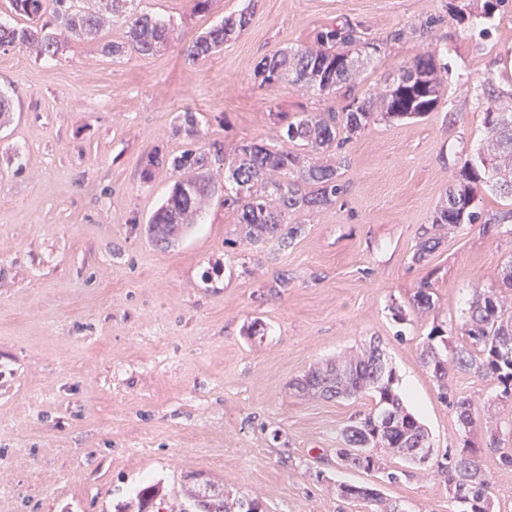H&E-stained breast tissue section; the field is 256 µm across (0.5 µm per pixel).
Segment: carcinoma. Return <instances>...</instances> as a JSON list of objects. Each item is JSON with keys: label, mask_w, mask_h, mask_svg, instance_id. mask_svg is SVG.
I'll use <instances>...</instances> for the list:
<instances>
[{"label": "carcinoma", "mask_w": 512, "mask_h": 512, "mask_svg": "<svg viewBox=\"0 0 512 512\" xmlns=\"http://www.w3.org/2000/svg\"><path fill=\"white\" fill-rule=\"evenodd\" d=\"M105 11L122 18L128 25L127 41L104 46L114 57L128 53L151 56L174 40V30L155 16L133 8L136 0H104ZM10 12L18 18L11 25L0 24V48L34 45L39 52L55 55L61 43L59 33L77 39H93L103 27L100 14L81 5V0H8ZM252 13L243 10L229 15L208 31L195 37L184 49L193 64L224 49L237 32L244 29ZM318 47H298L275 53L256 65L261 85L283 81L305 91L334 92L358 74L349 47L361 43L353 32L328 28L317 37ZM448 71L435 50L425 51L401 67L398 79L355 99L341 110L306 112L288 122L279 139L299 141L318 153L344 145L374 117L404 120L434 111L441 98L439 73ZM196 112L187 109L178 115L177 131L191 137L197 132ZM180 173L167 198L154 211L146 233L151 242L164 249L189 229L190 218L206 196L224 193V203L233 208L236 223L252 243L267 238L291 239L300 225L288 223V216L336 204L343 193L336 166L312 157L300 160L292 151L272 147L262 141L246 140L235 156L224 161L225 180L211 172L208 154L199 147H188L168 158ZM499 198L512 199V102L493 103L485 114V135L476 154L467 161L461 181L451 185L445 202L434 212L432 223L474 224L479 214L472 210L476 186ZM498 284L475 288L467 316L448 330L428 336L425 359L440 390V399L451 407L460 423L463 448L448 453L437 462V472L448 481V499L455 512H491V478L469 448L483 423L471 398L455 393L448 384L449 370L489 379L497 385L498 397L512 398V304L500 289L512 292V261L498 272ZM433 305L432 283L424 282L411 299L412 308L428 310ZM465 337L451 346L448 338ZM379 346L371 344L364 352L340 363L311 371L296 383L305 394L326 399L348 398L371 392L375 407L343 430L346 447L337 449L349 467L371 472L380 469L378 455L383 449L405 456L414 448L430 447L429 435L418 419L408 412L396 392L393 368L378 362ZM341 497L371 506V512H396L379 490L343 484ZM260 504L244 496L232 497L210 480L188 489L183 496L165 498L154 485L141 488L134 497L118 506L116 512H259Z\"/></svg>", "instance_id": "1"}]
</instances>
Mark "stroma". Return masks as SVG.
Listing matches in <instances>:
<instances>
[{
	"instance_id": "stroma-1",
	"label": "stroma",
	"mask_w": 512,
	"mask_h": 512,
	"mask_svg": "<svg viewBox=\"0 0 512 512\" xmlns=\"http://www.w3.org/2000/svg\"><path fill=\"white\" fill-rule=\"evenodd\" d=\"M141 0L180 36L152 56L105 54L125 42L123 20L56 57L0 48V512H114L151 483L179 490L196 478L257 499L263 512H366L340 483L378 487L407 512H452L443 455L462 447L454 411L422 351L430 332L495 285L512 259L508 207L478 191L477 224L433 227L432 217L484 135L479 93L512 99V0ZM251 7L223 51L185 62L182 40ZM353 28L368 46L356 82L312 94L260 85L255 67L313 44L320 30ZM426 49L448 64L434 112L370 123L326 155L344 193L297 215L288 242L249 243L220 197L191 232L159 250L143 230L177 173L151 152L188 144L233 155L271 143L279 112L341 108L391 83ZM197 112L195 140L177 117ZM438 244L422 262L426 228ZM433 307L409 302L422 281ZM401 316H394V307ZM376 344L405 407L431 443L427 462L383 452L394 484L344 468L343 429L374 398L317 399L294 384L311 368ZM455 392L512 448V400L457 371ZM493 512H512V466L477 439Z\"/></svg>"
}]
</instances>
